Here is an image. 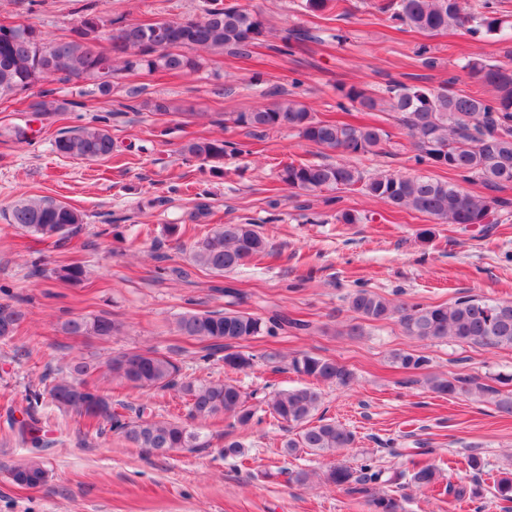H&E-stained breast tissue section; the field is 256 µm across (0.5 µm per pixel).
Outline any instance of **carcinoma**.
<instances>
[{"instance_id":"cac0c4a2","label":"carcinoma","mask_w":512,"mask_h":512,"mask_svg":"<svg viewBox=\"0 0 512 512\" xmlns=\"http://www.w3.org/2000/svg\"><path fill=\"white\" fill-rule=\"evenodd\" d=\"M348 0H305L310 12L336 11L347 14ZM201 18L152 23H123L105 20L91 6L83 9L72 35L50 40L31 25L0 24V98L26 94L44 82L69 83L76 79L94 81L102 94L112 92V77L138 70L186 74L197 69L192 50H228L245 56L250 48L265 41L267 26L258 12L225 0H206ZM380 14L428 36L460 29L471 35H495L501 24L496 16L495 0H373ZM116 26L109 38L110 47L101 46L103 28ZM462 69L481 86L493 89L487 96L477 90L458 93L453 79L437 87H415L397 82L390 96H375L359 84L341 89L342 97L366 111L382 105L397 114L408 130L418 167H446L464 182L478 179L492 190L512 185V68L488 64L479 57L469 58ZM33 111L54 116L66 111V103L47 99V93L31 104ZM234 125L250 131L288 129L306 142L352 156L376 153L389 139L388 132L373 123L352 124L323 120L298 100H287L232 116ZM107 117L62 132L54 145L63 157L98 160L112 157L113 141L104 126ZM237 151L233 143L221 138H196L186 142L181 155L187 160L220 163ZM280 182L304 192L325 189H349L359 186L370 197L400 210L421 213L437 224H494V214L507 202L496 197L475 195L459 183L441 181L424 175L378 173L365 176L349 163H312L294 161L282 166ZM6 220L22 232L39 240L52 239L60 245L76 235L83 216L66 203L52 198L22 199L6 215ZM271 254L266 237L258 225L249 222L217 224L195 241L192 262L218 276L232 273L250 260ZM59 279L81 283L87 271L79 263L57 270ZM349 307L365 322L396 319L405 333L419 340L451 339L461 344L488 347H512V301H494L461 296L449 304L395 303L367 288H356L347 296ZM26 313L19 305L0 304V342L13 340ZM290 326L302 329L306 324L285 316L263 320L245 311L186 312L177 317L175 332L206 344V349L224 352V369L245 373L254 363L253 355L239 349L241 342L255 336L273 335ZM121 324L107 316H78L63 323L70 336H98L108 339L120 333ZM394 361L406 370H421L429 359L422 354L396 352ZM288 370L310 379L291 389L272 392L261 403L273 420L288 427L292 435L281 445L282 453L292 456L301 450L316 455H332L355 442V434L345 426L317 413L323 403L321 387L349 389L356 373L325 357L308 353L295 355ZM119 380L146 391L174 390L187 404V419L206 422L230 416L240 427L249 426L255 409L233 379L195 382L181 377L180 367L169 356L147 348L121 352L105 362L94 358L75 359L65 375L53 376L43 389L26 396L25 413L15 433L27 453L9 469L11 482L36 488L46 484L48 471L42 450L48 445L41 435L39 413L46 408L68 412L122 434L133 447L147 454L164 455L178 448H206L209 441L200 432L179 419H157L148 407L134 410L135 418L126 421L112 406V397L104 393L102 382ZM428 388L448 397L491 393L497 409L512 415V393L506 395L466 377H430ZM244 444L234 431L224 432V456H240ZM467 466L473 473V486H446L456 499L471 503L483 497L485 465L471 455ZM404 477V473L386 475L372 460L352 470L343 464L322 473L301 470L294 481L306 484L316 478L349 494L364 498L370 512H404V497H396L384 486ZM410 482L420 490L434 491L439 471L432 464L413 463ZM493 495L512 502V469L492 479Z\"/></svg>"}]
</instances>
